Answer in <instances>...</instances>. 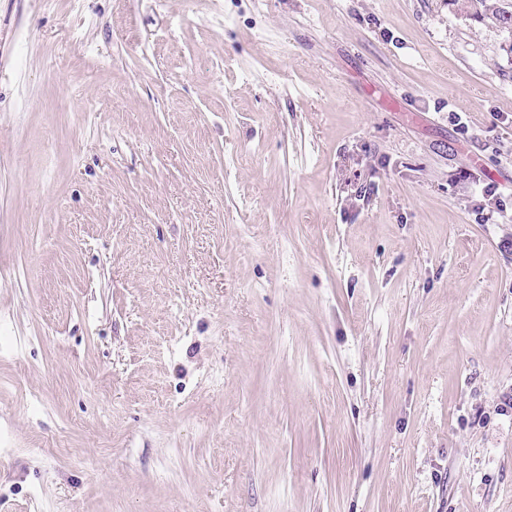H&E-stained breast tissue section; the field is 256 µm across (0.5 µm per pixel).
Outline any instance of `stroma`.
Wrapping results in <instances>:
<instances>
[{"label": "stroma", "instance_id": "stroma-1", "mask_svg": "<svg viewBox=\"0 0 512 512\" xmlns=\"http://www.w3.org/2000/svg\"><path fill=\"white\" fill-rule=\"evenodd\" d=\"M511 42L0 0V512H512Z\"/></svg>", "mask_w": 512, "mask_h": 512}]
</instances>
